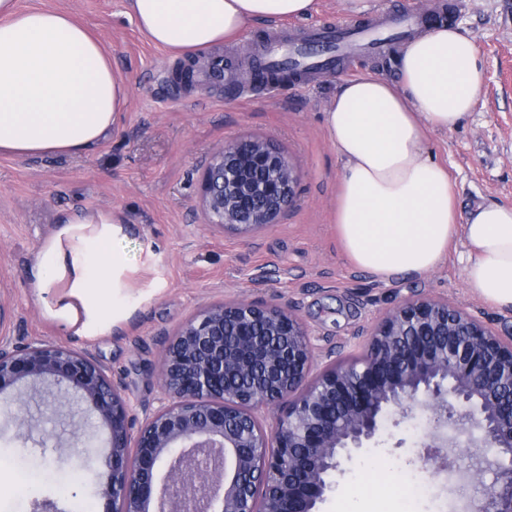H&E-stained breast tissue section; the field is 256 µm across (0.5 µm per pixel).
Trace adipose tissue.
<instances>
[{"mask_svg": "<svg viewBox=\"0 0 512 512\" xmlns=\"http://www.w3.org/2000/svg\"><path fill=\"white\" fill-rule=\"evenodd\" d=\"M315 0H127L155 46L186 61L255 21L309 14ZM396 62L399 82L342 80L324 115L343 163L337 232L349 260L387 279L433 270L455 237L467 247L468 288L512 306V207L487 202L459 217L446 170L426 154L428 131L455 127L477 102L478 49L455 25L410 35ZM129 88L89 31L61 11L0 0V155L84 154L124 112ZM128 224L108 211L64 216L29 267L44 313L80 335L122 319L112 293L124 288L115 242Z\"/></svg>", "mask_w": 512, "mask_h": 512, "instance_id": "adipose-tissue-1", "label": "adipose tissue"}]
</instances>
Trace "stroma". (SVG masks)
<instances>
[{
  "label": "stroma",
  "mask_w": 512,
  "mask_h": 512,
  "mask_svg": "<svg viewBox=\"0 0 512 512\" xmlns=\"http://www.w3.org/2000/svg\"><path fill=\"white\" fill-rule=\"evenodd\" d=\"M22 7L68 13L101 41L127 81L117 127L92 152L76 156H0V322L7 334L85 351L124 384L135 407L158 404L160 337H173L201 308L235 299L293 311L308 330L317 365L359 356L378 319L408 298L445 299L494 332L512 331V308L488 303L466 286L465 247L454 241L427 273L382 280L355 267L336 234L341 163L324 123L338 80L370 73L397 80L395 45L348 58L333 75L312 73L260 84L257 56L272 32L293 36L316 26H352L402 11L448 21L474 39L481 63L478 102L448 131L426 135L445 166L459 215L480 203L512 206V0H315L311 14L250 24L235 40L198 56L188 82L182 59L150 44L129 18L126 0H20ZM234 140H266L300 173L296 198L277 223L236 233L205 223L199 179L208 159ZM109 211L129 224L120 243L131 288L115 297L125 315L112 332L78 336L44 317L28 276L29 260L60 218ZM32 437L0 415V512H103L96 472L104 433L85 425V447L54 460L69 438L68 416L34 410ZM385 440L346 464L320 512H452L455 495L433 481L413 443Z\"/></svg>",
  "instance_id": "obj_1"
}]
</instances>
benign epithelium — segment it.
<instances>
[{
  "label": "benign epithelium",
  "instance_id": "obj_1",
  "mask_svg": "<svg viewBox=\"0 0 512 512\" xmlns=\"http://www.w3.org/2000/svg\"><path fill=\"white\" fill-rule=\"evenodd\" d=\"M299 180L270 143H227L201 176L205 222L240 232L273 224ZM314 366L294 313L211 305L167 342L160 404L141 409L134 434L121 383L94 356L3 334L0 412L29 431L36 399L93 415L108 435L97 473L104 512H318L352 453L422 416L432 475L454 474L448 449L472 448L495 474L475 512H512V332L446 300L408 299L380 318L359 357Z\"/></svg>",
  "mask_w": 512,
  "mask_h": 512
}]
</instances>
